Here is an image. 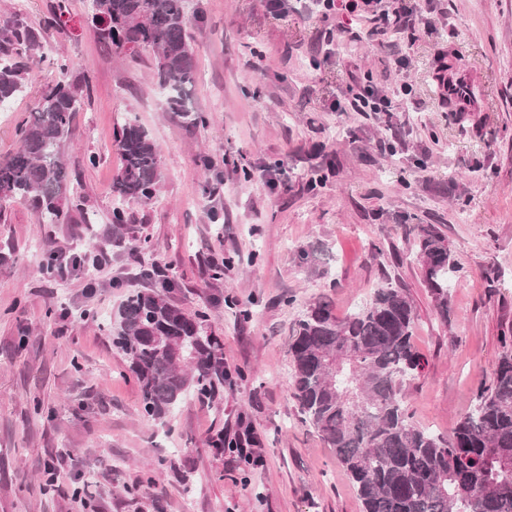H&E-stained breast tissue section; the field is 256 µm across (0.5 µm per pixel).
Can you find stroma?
Masks as SVG:
<instances>
[{"label":"stroma","mask_w":512,"mask_h":512,"mask_svg":"<svg viewBox=\"0 0 512 512\" xmlns=\"http://www.w3.org/2000/svg\"><path fill=\"white\" fill-rule=\"evenodd\" d=\"M54 4L0 0V18L43 31L40 61L0 112V159L46 85L63 76L82 94L64 147L69 223L0 204V512H363L332 448L301 421L289 344L311 302L343 316L401 286L424 361L402 386L412 422L445 435L474 407L512 332V0H431L414 33L385 39L345 16L341 47L311 0L281 15L267 0H188L192 102L207 118L197 128L167 112L150 51L101 39L91 0H69L67 22L48 26ZM441 54L479 79L473 111H449ZM366 87L389 111H353ZM126 122L159 146L160 178L151 203L125 202L118 243L114 129ZM245 170L270 179L243 181ZM416 224L443 231L458 267L444 317L421 282ZM58 251L107 262L51 278L40 260ZM154 266L174 282L171 303L205 315L229 374L163 427L144 416L107 323ZM243 425L254 468L212 448Z\"/></svg>","instance_id":"35a3bbf8"}]
</instances>
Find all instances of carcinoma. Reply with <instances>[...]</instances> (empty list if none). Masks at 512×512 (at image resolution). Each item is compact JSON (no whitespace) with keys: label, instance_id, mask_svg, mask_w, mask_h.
I'll list each match as a JSON object with an SVG mask.
<instances>
[{"label":"carcinoma","instance_id":"1","mask_svg":"<svg viewBox=\"0 0 512 512\" xmlns=\"http://www.w3.org/2000/svg\"><path fill=\"white\" fill-rule=\"evenodd\" d=\"M91 22L119 48L151 51L167 110L188 125L206 122L188 106L196 64L186 0H93ZM41 38L17 16L0 23V110L22 93ZM79 105L76 87L64 80L43 90L18 126L16 150L0 160V202L25 200L44 222L69 221L63 147ZM115 141L122 167L113 192L121 201L152 200L159 147L134 123L117 129ZM125 230V212L115 207L112 238L122 240ZM416 256L424 287L448 317L455 264L439 227L417 226ZM109 326L139 386L142 412L154 421L165 422L191 392L211 395L228 378L203 318L161 292H130ZM414 326L412 301L392 286L377 288L345 318L327 301L312 304L290 346L291 386L304 422L335 450L364 512H512V350L499 358L475 409L440 436L415 425L399 396L404 377L421 368Z\"/></svg>","mask_w":512,"mask_h":512}]
</instances>
